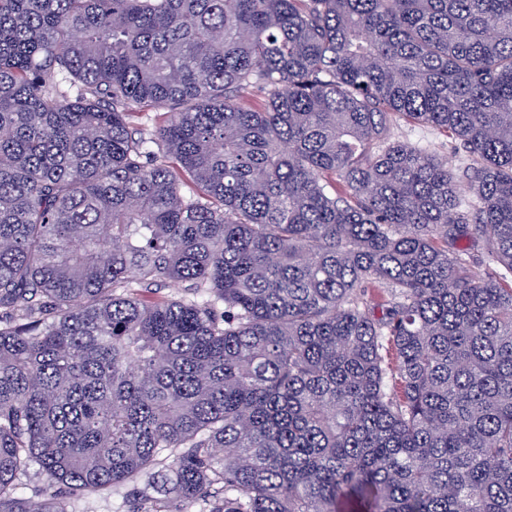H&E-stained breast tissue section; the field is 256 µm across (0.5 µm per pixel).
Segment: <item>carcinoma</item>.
Masks as SVG:
<instances>
[{
  "instance_id": "obj_1",
  "label": "carcinoma",
  "mask_w": 512,
  "mask_h": 512,
  "mask_svg": "<svg viewBox=\"0 0 512 512\" xmlns=\"http://www.w3.org/2000/svg\"><path fill=\"white\" fill-rule=\"evenodd\" d=\"M138 483L512 512V0H0V512ZM130 112H135L131 116L132 123L146 134L153 133L156 128L162 125L166 116L164 114L166 110L163 109L142 111L134 106ZM393 133V138L397 141L423 147L428 152L447 158L449 166H459L464 158L459 144L437 128L400 120L394 127Z\"/></svg>"
}]
</instances>
